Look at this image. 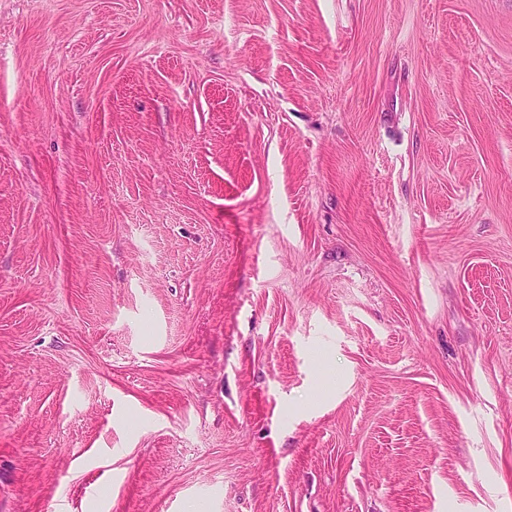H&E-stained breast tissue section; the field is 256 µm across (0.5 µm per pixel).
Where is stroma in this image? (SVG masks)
<instances>
[{
	"label": "stroma",
	"mask_w": 512,
	"mask_h": 512,
	"mask_svg": "<svg viewBox=\"0 0 512 512\" xmlns=\"http://www.w3.org/2000/svg\"><path fill=\"white\" fill-rule=\"evenodd\" d=\"M512 512V0H0V512Z\"/></svg>",
	"instance_id": "1"
}]
</instances>
